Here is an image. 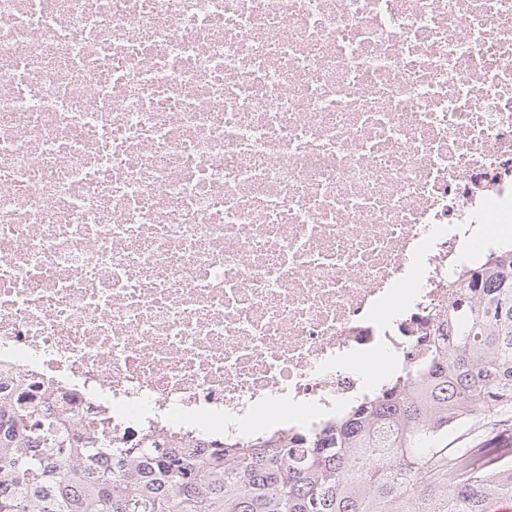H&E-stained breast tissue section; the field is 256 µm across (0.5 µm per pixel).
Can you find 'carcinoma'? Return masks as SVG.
<instances>
[{
	"instance_id": "1",
	"label": "carcinoma",
	"mask_w": 512,
	"mask_h": 512,
	"mask_svg": "<svg viewBox=\"0 0 512 512\" xmlns=\"http://www.w3.org/2000/svg\"><path fill=\"white\" fill-rule=\"evenodd\" d=\"M463 288L406 384L301 445L111 442L41 402L0 403V512H491L512 498V466L460 457L448 433L491 410L512 423V252Z\"/></svg>"
}]
</instances>
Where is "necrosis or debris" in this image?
<instances>
[{
  "mask_svg": "<svg viewBox=\"0 0 512 512\" xmlns=\"http://www.w3.org/2000/svg\"><path fill=\"white\" fill-rule=\"evenodd\" d=\"M503 224L512 0H0V375L110 438L320 432Z\"/></svg>",
  "mask_w": 512,
  "mask_h": 512,
  "instance_id": "obj_1",
  "label": "necrosis or debris"
}]
</instances>
